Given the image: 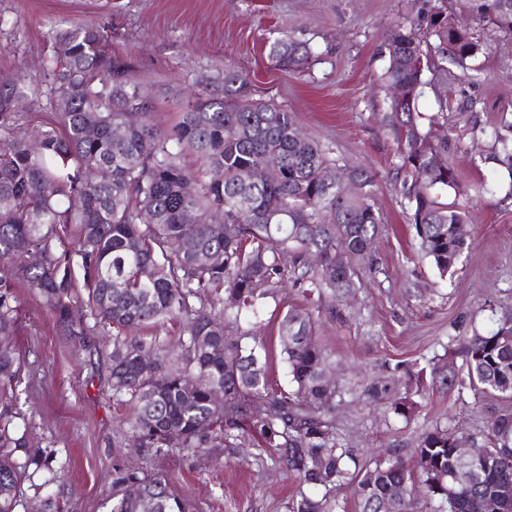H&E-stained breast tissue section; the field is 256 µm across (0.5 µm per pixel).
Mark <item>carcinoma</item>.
I'll return each mask as SVG.
<instances>
[{"label":"carcinoma","mask_w":512,"mask_h":512,"mask_svg":"<svg viewBox=\"0 0 512 512\" xmlns=\"http://www.w3.org/2000/svg\"><path fill=\"white\" fill-rule=\"evenodd\" d=\"M474 27L448 30V9L425 0L418 22L397 25L385 39L383 121L398 146L395 190L419 249L440 278L454 274L470 249L459 227L467 215L439 191L459 187L454 167L431 165L447 156L448 102L429 117L418 111L426 74L448 72L482 80L476 65L487 54L486 34L512 35V0H459ZM279 67L299 74L314 59L306 41L284 34L270 46ZM130 59L112 53V28L81 23L53 35L42 84L54 112L46 122L17 112L28 85L23 68L0 72V512H16L24 481L55 482L53 459L10 430L18 415L22 358L15 348L16 300L22 282L36 289L47 311L71 336L84 320L112 332V399L129 407L124 439L154 456L199 451L244 430L276 448L288 470L327 492L358 480L363 512H416L419 499L434 512H484V503L512 489V413L498 416L486 456L460 459L453 431L437 426L413 452L409 468L397 456L359 466L336 436L338 388L329 387L327 350L318 340L322 313L344 320L336 301L361 286L366 259L384 231L375 206L377 180L349 171L352 186L327 182L342 168L320 142L302 134L293 113L255 100L251 81L224 69V97L187 100L171 128L154 119ZM400 89L396 97L392 91ZM140 111L130 124L126 114ZM39 146H32V134ZM492 159L512 180V137L493 129ZM197 157L186 167L185 152ZM278 177L254 183L258 167ZM196 223L192 234L189 221ZM40 256L30 262V253ZM82 273L75 284L72 266ZM301 288L306 305L290 306L277 323L280 352L292 388L273 386L261 333L241 322L242 311L278 289ZM181 324L177 348L146 343L138 330ZM150 361L145 362L142 356ZM393 400L410 418L416 398L436 384L512 396V310L494 327L450 337L448 360L416 371ZM266 405L253 414L249 405ZM139 484L143 499L126 487ZM110 512H189L166 479L142 468L112 475ZM294 512H334L330 498L301 497Z\"/></svg>","instance_id":"1"}]
</instances>
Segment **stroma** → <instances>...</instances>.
Instances as JSON below:
<instances>
[{
    "label": "stroma",
    "instance_id": "obj_1",
    "mask_svg": "<svg viewBox=\"0 0 512 512\" xmlns=\"http://www.w3.org/2000/svg\"><path fill=\"white\" fill-rule=\"evenodd\" d=\"M423 0H0V71L23 66L30 84L40 83L55 30L98 22L112 28V50L130 57L134 73L154 102L155 119L171 126L188 91L221 95L224 67L247 74L253 96L293 112L305 135L328 145L343 164L373 173L376 204L386 229L370 253L372 266L347 300L346 319L325 322L320 341L332 355L340 397L336 430L364 466L396 450L411 460L421 436L453 427L471 444L486 443L489 428L512 397L470 389L435 387L412 418L373 403L364 393L376 378L403 389L402 363L416 370L444 355L448 339L493 325L494 311L512 309V179L490 161L488 132L512 121V37L488 33L485 79L471 84L459 68L429 76L420 100L425 113L437 100L449 113L465 112L448 160L461 186L443 197L464 207V232L472 247L456 273L441 279L412 238L400 197L392 187L397 145L380 116L386 59L385 34L417 20ZM309 41L318 55L295 75L272 61L271 43L281 33ZM482 184V198L471 195ZM15 336L23 366L16 434L53 453L60 473L51 489L26 487L17 512H109L115 469L143 463L168 479L192 512H292L301 486L275 449L245 435L199 453H174L141 461L121 447L124 408L112 401L111 337L99 331L68 335L40 296L20 285ZM296 288L258 299L244 325H258L281 389L290 381L280 356L276 324L283 306L303 304Z\"/></svg>",
    "mask_w": 512,
    "mask_h": 512
}]
</instances>
